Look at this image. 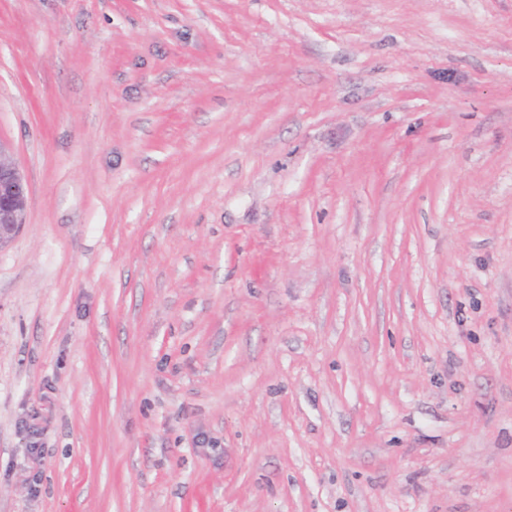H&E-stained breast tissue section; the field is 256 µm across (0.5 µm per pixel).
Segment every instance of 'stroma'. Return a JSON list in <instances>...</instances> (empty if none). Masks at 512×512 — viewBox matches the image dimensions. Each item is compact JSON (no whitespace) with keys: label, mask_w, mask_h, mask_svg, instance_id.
I'll return each instance as SVG.
<instances>
[{"label":"stroma","mask_w":512,"mask_h":512,"mask_svg":"<svg viewBox=\"0 0 512 512\" xmlns=\"http://www.w3.org/2000/svg\"><path fill=\"white\" fill-rule=\"evenodd\" d=\"M0 140V512H512V0H0ZM10 153V148L0 140V249L25 224L27 208V187Z\"/></svg>","instance_id":"35a3bbf8"}]
</instances>
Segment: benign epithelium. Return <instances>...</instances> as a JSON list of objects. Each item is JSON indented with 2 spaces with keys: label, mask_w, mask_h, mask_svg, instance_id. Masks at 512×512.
Returning a JSON list of instances; mask_svg holds the SVG:
<instances>
[{
  "label": "benign epithelium",
  "mask_w": 512,
  "mask_h": 512,
  "mask_svg": "<svg viewBox=\"0 0 512 512\" xmlns=\"http://www.w3.org/2000/svg\"><path fill=\"white\" fill-rule=\"evenodd\" d=\"M27 187L10 155L0 141V248L12 241L25 224Z\"/></svg>",
  "instance_id": "7a95c632"
}]
</instances>
